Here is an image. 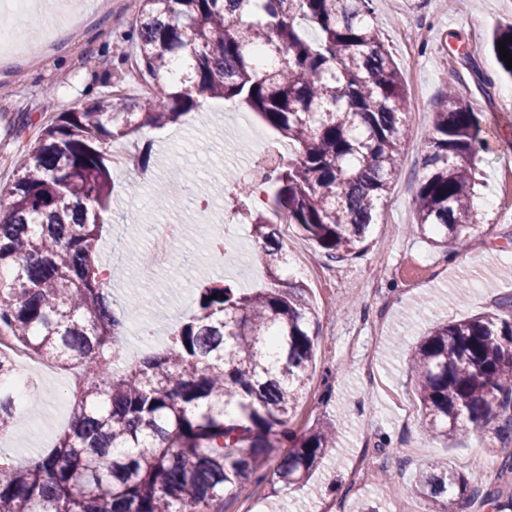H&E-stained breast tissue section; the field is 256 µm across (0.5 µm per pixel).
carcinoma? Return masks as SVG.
Instances as JSON below:
<instances>
[{
    "mask_svg": "<svg viewBox=\"0 0 512 512\" xmlns=\"http://www.w3.org/2000/svg\"><path fill=\"white\" fill-rule=\"evenodd\" d=\"M251 4L261 13L245 23ZM125 41L118 62L135 61L151 93L59 113L0 206V327L36 359L83 375L79 412L54 447L22 463L0 457V512H223L224 494L267 478L285 489L307 483L336 447L333 424L288 428L314 360L315 310L304 284L278 275L288 255L277 225L244 203L234 215L251 224L265 284L195 289L168 348L115 371L122 314L97 257L115 189L103 144L175 123L201 98L236 100L292 148L262 176L275 211L330 258L361 256L399 173L408 94L373 0H138ZM501 42L512 51V24L490 42L512 77ZM479 134L448 85L415 199L416 230L437 247L457 251L473 229ZM407 367L431 439L488 428L512 443V297L436 325ZM19 388L16 365L0 356V435L42 403L36 384ZM480 483L444 461L415 479L430 512H456ZM483 504L512 512V485Z\"/></svg>",
    "mask_w": 512,
    "mask_h": 512,
    "instance_id": "cac0c4a2",
    "label": "carcinoma"
}]
</instances>
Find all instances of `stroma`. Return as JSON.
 <instances>
[{
  "mask_svg": "<svg viewBox=\"0 0 512 512\" xmlns=\"http://www.w3.org/2000/svg\"><path fill=\"white\" fill-rule=\"evenodd\" d=\"M136 11L132 0H117L105 13L92 12L91 0H50L35 18L26 9L0 16L6 28L29 19V41L45 47L39 57L21 46L0 52V204H8L9 187L47 121L121 88L139 95L138 85L109 75L112 45L124 38ZM374 16L408 96L401 168L367 252L334 261L298 226L279 227L287 252L304 251L312 265L311 272L291 266L286 274L308 286L318 332L290 427L300 432L329 421L340 440L307 485L276 492L263 482L250 495L225 496L224 512H357L362 501L380 512H427L414 490L424 463L444 458L466 474L488 460L476 434L446 448L422 433L406 353L436 322L496 310L512 296V80L501 76L489 46L494 27L512 23V0H421L414 9L407 0H374ZM454 70L482 127L479 192L493 205L477 211L467 249L451 257L415 232L414 200L433 111ZM239 128L270 149L289 151L256 114L220 99L204 101L174 125L108 145L133 158L115 171L119 191L98 246L103 265L114 272V303L122 308L134 297L144 300L129 308V358L165 350L189 311L180 302L186 281L199 286L223 279L245 291L264 283L259 263L245 261L256 247L250 227L231 217L247 192L225 180L224 170L248 165L258 178L268 157L253 155L248 146L227 147L225 136ZM145 148L150 161L144 169L138 157ZM175 170L189 175V183L178 194L161 196L159 184ZM203 210L217 218L216 229L228 240L223 256L213 253V236L195 226ZM161 222L187 225L188 232L176 245L172 266L149 276L140 256L150 249L151 225ZM23 373L46 399L13 434L0 436V456L11 459L52 447L73 411L67 372L47 374L31 365Z\"/></svg>",
  "mask_w": 512,
  "mask_h": 512,
  "instance_id": "1",
  "label": "stroma"
}]
</instances>
